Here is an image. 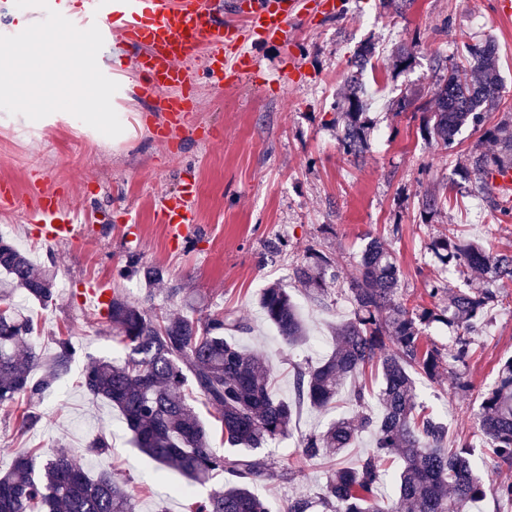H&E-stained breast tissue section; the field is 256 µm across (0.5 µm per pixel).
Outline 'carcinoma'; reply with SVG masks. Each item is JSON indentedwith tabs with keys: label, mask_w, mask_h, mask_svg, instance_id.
<instances>
[{
	"label": "carcinoma",
	"mask_w": 512,
	"mask_h": 512,
	"mask_svg": "<svg viewBox=\"0 0 512 512\" xmlns=\"http://www.w3.org/2000/svg\"><path fill=\"white\" fill-rule=\"evenodd\" d=\"M463 47V65L435 60L437 92L422 106L424 129L450 150L462 128L483 131L491 148H474L454 174L464 180L479 175L475 190L489 208L498 210L504 199L489 182L490 174L512 168V113L485 127L486 113L498 106L503 89L498 45L487 38ZM345 82L347 90L337 102L343 118L338 141L361 162L368 148L366 103L357 75L348 74ZM430 251L442 267L463 277L456 286L445 279L430 281L428 295L445 301L433 309L399 298L402 273L390 245L377 237L367 242L348 277L353 317L333 328L335 347L318 365L293 366L291 400L272 394L265 358L232 341L230 334L249 330L242 317L149 311L118 289L103 320L124 357L90 359L83 373L86 390L121 413L134 447L155 462L159 475L173 470L184 477L187 485L175 493L188 496L192 486L223 477V487L194 502V512H270L255 488L291 480L295 471L278 467L258 449L289 434L298 406H331L345 381L353 378L358 384L350 400L363 409L361 415L337 418L304 436L301 455L305 460L340 455L364 432L370 433L372 448L355 466L332 468L317 502L294 498L286 512H311L316 506L321 512H470L484 494L471 462L473 444L461 438L448 447V424L417 408L415 377L436 380L446 371L459 388H467L459 370L469 356V337L498 302V287L512 283V252H495L451 231L432 240ZM328 266L327 257L309 252L294 265L291 278L320 302L327 296L326 279L340 277L337 269L327 274ZM133 273L150 298L165 287L167 273L159 266L141 268L132 258L119 276ZM55 281L54 270L34 264L0 237V406L20 398L31 405L41 402L76 358L78 347L69 337L57 339L49 356L27 344L33 321L19 311L17 298L46 306L53 301ZM260 306L287 345L305 340L306 322L280 284L263 289ZM434 322L453 330L444 349L422 346V327ZM368 369L382 379L375 394L364 380ZM188 389L214 409L224 442L235 452H216L210 429L187 398ZM477 421L494 466L511 468L512 356L498 364L494 384L482 394ZM395 456L401 460L396 496L381 503L375 488L383 466ZM0 512H135V493L129 481L108 472L89 476L64 447L43 453L22 450L0 475Z\"/></svg>",
	"instance_id": "obj_1"
}]
</instances>
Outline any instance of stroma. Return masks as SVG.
<instances>
[{
  "label": "stroma",
  "instance_id": "1",
  "mask_svg": "<svg viewBox=\"0 0 512 512\" xmlns=\"http://www.w3.org/2000/svg\"><path fill=\"white\" fill-rule=\"evenodd\" d=\"M336 2L334 14L303 13L292 20L288 42L247 43L256 71L238 83L215 85L205 57L194 60V110L165 137L158 129L166 113L119 92L112 105L125 113L127 131L115 138L65 111L35 122L0 111V185H11L20 199L17 207L0 210V226L39 265L55 267L62 285L48 306H24L37 326L34 342L46 355L59 337H72L79 348L70 373L37 405L42 415L37 427L20 426L26 401L0 408V471L10 468L20 449L61 445L90 475L108 471L130 480L136 512H189L190 499L210 493L207 485L189 499L170 493V486L181 482L179 474L157 477L118 410L92 399L82 384L89 359L120 353L97 308L82 300L84 284L97 280L123 289L148 309L184 307L177 297H147L138 278L120 280L117 272L129 256L166 269L170 285L190 291L205 311L246 318L250 330L237 334V343L266 356L274 394L288 399L293 363L324 359L333 349L332 327L353 315L346 281L331 284L326 300L317 303L291 279L292 267L309 251L325 254L349 273L369 238H387L403 273L400 295L428 308L435 305L426 292L428 281L449 276L428 246L449 225H456L462 239L512 252V216L471 195V182L450 186L457 153L427 137L422 112L392 106L402 93L429 100L434 59L461 62L463 41L490 35L499 46L500 109L512 113V19L499 18L493 0H411L399 10L389 0ZM367 43L374 47L372 64L358 79L371 93V129L365 160L358 163L337 140L336 103L350 59ZM401 44L414 53L403 71L391 62ZM188 183L194 186L198 222L185 242L176 243L156 213ZM36 188L56 194L63 207L78 214L71 241L41 240L27 208ZM434 189L445 191L447 200L436 213H423L418 201ZM275 282L288 289L308 323L309 337L301 347L286 345L259 308L263 288ZM500 297L487 327L470 339L468 392H458L448 375L436 382L416 379L417 402L445 418L449 437L483 440L475 416L480 395L494 383L500 359L512 356V284L501 287ZM356 413L346 395L331 410L301 406L289 436L266 449L279 467L298 471L293 481L261 487L272 512H284L289 499L319 492L332 463L350 466L365 455L371 439L364 434L339 457H299L306 433ZM102 432L109 450L87 454L89 442ZM475 462L484 496L471 512H512L496 493L498 483H512V468L493 469L481 450Z\"/></svg>",
  "mask_w": 512,
  "mask_h": 512
}]
</instances>
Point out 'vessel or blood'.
I'll return each instance as SVG.
<instances>
[{"instance_id": "obj_1", "label": "vessel or blood", "mask_w": 512, "mask_h": 512, "mask_svg": "<svg viewBox=\"0 0 512 512\" xmlns=\"http://www.w3.org/2000/svg\"><path fill=\"white\" fill-rule=\"evenodd\" d=\"M48 7L78 28L97 25L107 41L113 30H120L126 45L141 49L144 79L135 93L152 100L177 124L194 108L195 78L188 62L207 55L213 82L239 81L253 67L241 50L245 39L286 40L288 20L300 12L301 0H250L240 27L219 26L210 0H48ZM190 194V188H183L181 196L159 210L158 221L172 241L186 240L190 224L197 221L187 201ZM31 221L49 242L69 240L74 233L70 213L50 193L37 194Z\"/></svg>"}]
</instances>
